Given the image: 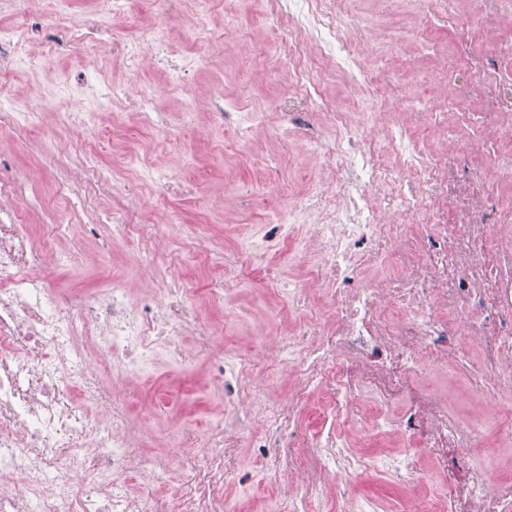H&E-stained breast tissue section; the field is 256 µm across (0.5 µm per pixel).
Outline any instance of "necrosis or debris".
<instances>
[{
	"mask_svg": "<svg viewBox=\"0 0 512 512\" xmlns=\"http://www.w3.org/2000/svg\"><path fill=\"white\" fill-rule=\"evenodd\" d=\"M264 2L290 57L310 53L319 70L353 73V93L340 108L322 101L316 115H284L325 130L311 141L315 188L294 204L308 224L271 225L200 294L230 301L250 273L272 278L293 245L303 274L284 296L288 332L275 350L296 371L294 398L267 401L262 383L246 381L248 364L225 359L215 328L187 309L178 272L152 281L140 300L117 276L63 292L48 276L68 264L54 247L65 225L38 238L29 225L0 222V512H241L224 498L235 474L226 443L252 436L261 414L269 424L252 436L258 461L279 479L289 512L332 502L340 512H387L378 496L333 499L341 482L367 471L408 489L402 512H512V478H492L472 458L487 431L495 453L512 449V139L491 178L470 169L465 140L432 149L416 137L427 124L447 129V113L360 111L373 79L356 51L370 29L338 0ZM460 52L490 94L493 124L511 130L512 65L465 40ZM112 235L145 247L165 227L119 204ZM187 329L224 393V427L205 441L179 428L169 454L136 452L139 419L128 404L108 419L90 405L106 393L132 396L159 345L182 356L177 337ZM85 336L103 340L100 356L81 350ZM316 389L325 424L297 431ZM360 403L365 412L354 415ZM382 438L398 453H363ZM175 447L204 453L189 470Z\"/></svg>",
	"mask_w": 512,
	"mask_h": 512,
	"instance_id": "1",
	"label": "necrosis or debris"
}]
</instances>
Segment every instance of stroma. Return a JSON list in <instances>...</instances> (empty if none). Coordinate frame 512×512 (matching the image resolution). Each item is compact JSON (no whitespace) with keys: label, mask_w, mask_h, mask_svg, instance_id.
Masks as SVG:
<instances>
[{"label":"stroma","mask_w":512,"mask_h":512,"mask_svg":"<svg viewBox=\"0 0 512 512\" xmlns=\"http://www.w3.org/2000/svg\"><path fill=\"white\" fill-rule=\"evenodd\" d=\"M349 8L357 22L377 34L366 55L371 68L383 74L385 89L405 90L416 111L434 110L443 99L439 71L459 62L458 33L431 14L421 0L410 7L396 0H351ZM177 9V18L171 19L144 11L141 0H127L125 7L113 14L104 45L96 49L97 64L106 81L122 87L134 83L154 96L157 110L182 131L181 139L173 142L160 129L140 124L122 100H97L83 91L84 57L49 15L30 6L29 0H0V27L21 28L27 37L26 62L0 74V106L23 105L36 87L41 91L36 104L47 114L42 129H0V183L15 186L25 223L37 228L70 225V235L55 241L56 249L78 254L71 269L52 276L62 287L98 286L96 273L107 265L128 282L134 297L144 294L146 284L135 264L133 246L118 238L105 244L82 233L83 225L108 222L114 200L121 198L122 186L130 181L138 182L139 193L123 198L125 205L156 221L168 209L179 214L178 224L168 228L165 245L155 259V276L174 268L184 280L206 282L217 274L226 252L238 248L248 235L261 232L278 204L268 185L260 182L253 168L254 156L277 163L287 180L305 184L315 174L311 147L299 129L285 124L258 126L251 141L245 143L215 127L216 113L223 111L228 101L248 117L254 113L312 112L321 95L339 106L347 98L351 77L346 74L322 79L317 92L289 99L288 79L295 63L277 53L279 29L266 15L261 0H207L202 7L196 0H181ZM464 9L472 22L473 48L495 53L512 47L511 21L504 17L490 21L477 0H469ZM150 26L166 33L168 62L163 65L149 56L143 71H132L119 47ZM397 36L403 39L401 63L391 70L386 58ZM465 93L471 116L449 127L448 134L473 143L472 168L494 172L497 147L485 137L488 92L475 82ZM75 111L107 116L111 136L89 126L84 130L86 151L66 159L46 156L43 140L63 142L72 135L71 127L55 121V114ZM116 157L123 162L121 171L107 189L97 190L95 198H86L72 188L77 171L110 168ZM163 177L188 180L190 198L156 200L155 181ZM279 294L277 285L258 291L246 282L231 301L233 314H226L224 307L202 303L198 317L223 328L227 352L243 356L261 343L253 334V314L273 313ZM136 389L138 407L153 406L162 398L168 401L164 413L149 420L151 433L195 425L213 429L224 419V396L214 384L205 358L174 361L166 350H158L143 367ZM234 458L236 479L225 486V496L247 512H262L270 479L258 467L256 449L248 441H240Z\"/></svg>","instance_id":"obj_1"}]
</instances>
